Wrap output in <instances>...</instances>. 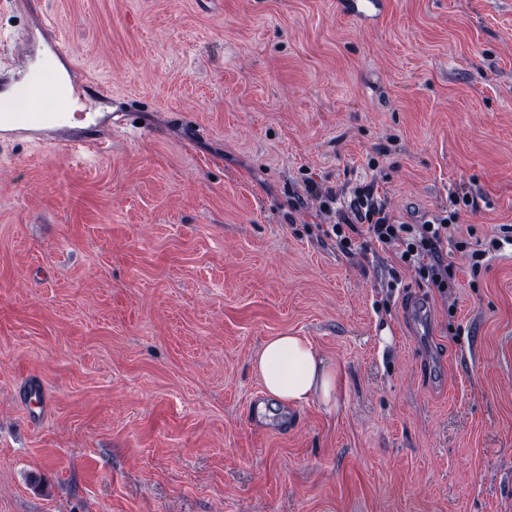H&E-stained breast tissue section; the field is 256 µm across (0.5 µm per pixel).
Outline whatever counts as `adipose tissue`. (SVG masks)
<instances>
[{"mask_svg": "<svg viewBox=\"0 0 512 512\" xmlns=\"http://www.w3.org/2000/svg\"><path fill=\"white\" fill-rule=\"evenodd\" d=\"M251 366L275 403L299 406L315 400L328 409L336 406V371L325 364L307 337L286 334L268 338Z\"/></svg>", "mask_w": 512, "mask_h": 512, "instance_id": "adipose-tissue-1", "label": "adipose tissue"}]
</instances>
